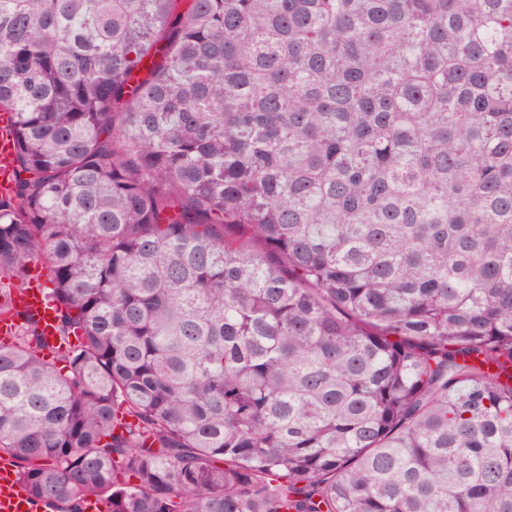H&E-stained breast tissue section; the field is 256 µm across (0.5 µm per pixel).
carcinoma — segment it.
<instances>
[{
    "mask_svg": "<svg viewBox=\"0 0 512 512\" xmlns=\"http://www.w3.org/2000/svg\"><path fill=\"white\" fill-rule=\"evenodd\" d=\"M3 110L34 500L512 512V0H0ZM14 121L9 112L0 113V183L8 186V180L15 168ZM17 303L23 313L36 315L45 339L54 343L55 313L45 302L40 289L31 287L17 298Z\"/></svg>",
    "mask_w": 512,
    "mask_h": 512,
    "instance_id": "1",
    "label": "carcinoma"
}]
</instances>
